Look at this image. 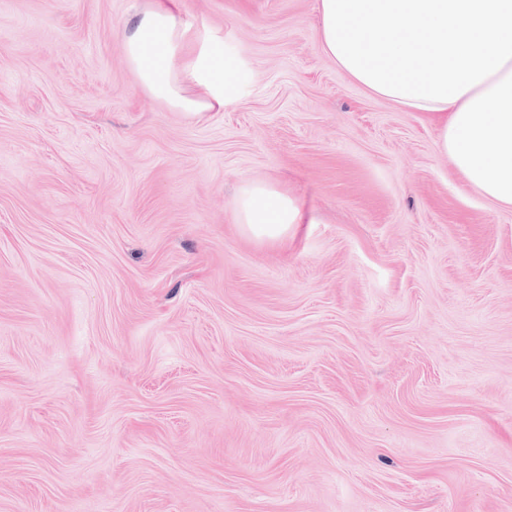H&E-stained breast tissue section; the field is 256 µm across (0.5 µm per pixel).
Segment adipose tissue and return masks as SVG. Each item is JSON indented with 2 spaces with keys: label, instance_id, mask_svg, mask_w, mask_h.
Here are the masks:
<instances>
[{
  "label": "adipose tissue",
  "instance_id": "1",
  "mask_svg": "<svg viewBox=\"0 0 512 512\" xmlns=\"http://www.w3.org/2000/svg\"><path fill=\"white\" fill-rule=\"evenodd\" d=\"M318 41L348 77L427 113L467 186L512 207V0H319ZM121 47L141 84L193 117L239 92L232 56L182 18L181 0H152ZM238 224L260 241L304 222L288 191L244 183Z\"/></svg>",
  "mask_w": 512,
  "mask_h": 512
}]
</instances>
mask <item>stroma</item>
Segmentation results:
<instances>
[{
  "instance_id": "obj_1",
  "label": "stroma",
  "mask_w": 512,
  "mask_h": 512,
  "mask_svg": "<svg viewBox=\"0 0 512 512\" xmlns=\"http://www.w3.org/2000/svg\"><path fill=\"white\" fill-rule=\"evenodd\" d=\"M149 5L0 0V512H512V208L319 0H182L239 64L202 118L120 47ZM237 224L260 241L294 236L304 224V213L288 191L266 184L244 183L235 198Z\"/></svg>"
}]
</instances>
